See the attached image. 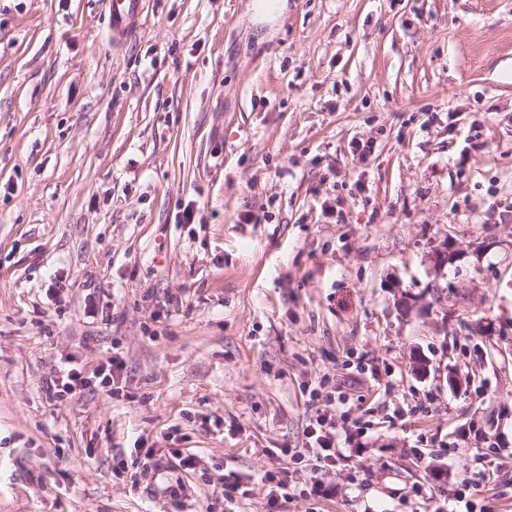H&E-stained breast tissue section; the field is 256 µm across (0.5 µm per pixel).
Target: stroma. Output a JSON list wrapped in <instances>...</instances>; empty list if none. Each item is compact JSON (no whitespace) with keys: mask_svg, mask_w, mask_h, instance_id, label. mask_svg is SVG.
<instances>
[{"mask_svg":"<svg viewBox=\"0 0 512 512\" xmlns=\"http://www.w3.org/2000/svg\"><path fill=\"white\" fill-rule=\"evenodd\" d=\"M106 2L0 0V512H267L324 378L281 512H512V0ZM140 0H109L108 9L112 24V38L124 41L137 27V19L142 10ZM88 378L83 376V371L78 366H65L60 370V375L56 376L48 384V388L57 389L58 393L79 392L88 386ZM322 399L326 409L316 408L315 415L311 417L307 425L306 438L308 440L307 448H288L283 452L289 456V462L293 464L301 463L305 458L315 461L314 472L319 473L320 470L327 467H334L336 461L343 457L340 448L345 446L339 445V432L336 428V421L331 413H328L330 406L335 407L336 403L344 404L346 396L339 393L336 396L335 391L327 393L324 397L317 389L309 392V402H315ZM134 451L142 464V473L144 474L149 471H159L164 464L174 460H178V463L174 462L183 470H193L199 465V459L195 454L186 453L180 449H168L166 452L162 448H144L143 445H137ZM263 486L267 489V506L270 508L269 512L278 511L282 506V502L294 499L296 494V487H292L284 478L272 472H266L261 479Z\"/></svg>","mask_w":512,"mask_h":512,"instance_id":"35a3bbf8","label":"stroma"}]
</instances>
